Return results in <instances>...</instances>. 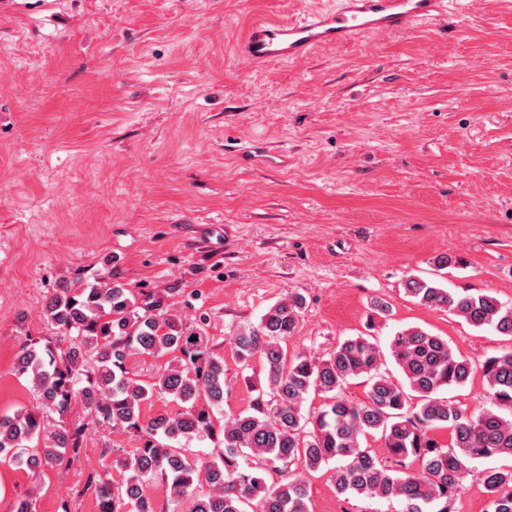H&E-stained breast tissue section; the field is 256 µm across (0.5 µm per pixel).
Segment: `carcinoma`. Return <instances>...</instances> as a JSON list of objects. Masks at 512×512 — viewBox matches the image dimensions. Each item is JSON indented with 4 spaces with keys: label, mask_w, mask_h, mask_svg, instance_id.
<instances>
[{
    "label": "carcinoma",
    "mask_w": 512,
    "mask_h": 512,
    "mask_svg": "<svg viewBox=\"0 0 512 512\" xmlns=\"http://www.w3.org/2000/svg\"><path fill=\"white\" fill-rule=\"evenodd\" d=\"M404 293L428 307H444L473 327H489L512 338V306L488 293H450L433 280L410 277ZM303 299L290 296L262 316L257 326L231 336L239 359L260 356L266 390L252 411L223 416L224 356L206 333L185 331L173 314L138 302L131 289L110 282L63 288L44 305L48 322L67 348L26 343L14 371L31 383L39 406L0 416V464L38 473L78 455L82 428L66 417L75 408L105 426L135 434L140 446L115 460L123 479L89 480L99 512H156L147 483L155 477L169 488L171 512H248L257 499L261 512H308L306 475L334 460L331 476L340 495L397 499L402 512H449L464 487L472 460L512 457V351L482 365L490 406L478 413L439 396L465 384L473 364L456 355L448 340L419 327L397 332L389 355L403 380L382 369L384 354L370 335L347 338L326 358L288 355V340L301 317ZM135 353L171 356L151 382L127 368ZM363 378L366 400L343 395L351 379ZM327 398L306 414L310 393ZM181 405L175 414L144 418L153 397ZM451 430L439 445L429 430ZM379 433L391 464L385 465L362 440ZM213 437L223 448L202 462L185 442ZM273 468L284 479L267 484ZM491 512H512V466L483 476Z\"/></svg>",
    "instance_id": "obj_1"
}]
</instances>
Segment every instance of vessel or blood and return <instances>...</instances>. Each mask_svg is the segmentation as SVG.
<instances>
[{"label":"vessel or blood","instance_id":"1","mask_svg":"<svg viewBox=\"0 0 512 512\" xmlns=\"http://www.w3.org/2000/svg\"><path fill=\"white\" fill-rule=\"evenodd\" d=\"M448 0H335L295 21L254 20L240 47L248 63L287 62L306 57L317 46L379 33H407L441 19Z\"/></svg>","mask_w":512,"mask_h":512}]
</instances>
